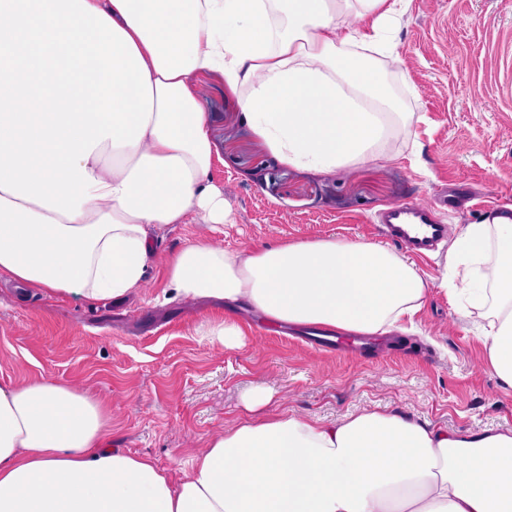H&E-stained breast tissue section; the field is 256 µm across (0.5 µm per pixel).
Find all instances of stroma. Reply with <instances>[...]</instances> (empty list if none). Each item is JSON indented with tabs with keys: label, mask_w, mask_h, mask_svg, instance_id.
Wrapping results in <instances>:
<instances>
[{
	"label": "stroma",
	"mask_w": 512,
	"mask_h": 512,
	"mask_svg": "<svg viewBox=\"0 0 512 512\" xmlns=\"http://www.w3.org/2000/svg\"><path fill=\"white\" fill-rule=\"evenodd\" d=\"M399 61L387 81L411 132L391 158L326 173L282 163L239 118L223 81H203L220 158L210 180L230 211L223 224H165L153 231L156 258L138 292L117 299L58 298L0 278V383L50 377L104 398L111 447L152 459L174 479L208 439L247 417L257 394L263 413L326 422L363 410L397 412L448 429H512V389L487 369L479 315L461 317L431 288L414 331L369 351L320 349L244 306L235 316L241 346L211 344L200 329L224 315L223 301L168 293L165 259L206 238L228 251L281 240L336 237L402 244L382 231L392 207L439 205L447 242L415 265L440 278L448 242L483 207L512 200V0H405Z\"/></svg>",
	"instance_id": "obj_1"
}]
</instances>
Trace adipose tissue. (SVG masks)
<instances>
[{
	"mask_svg": "<svg viewBox=\"0 0 512 512\" xmlns=\"http://www.w3.org/2000/svg\"><path fill=\"white\" fill-rule=\"evenodd\" d=\"M401 0H0V275L34 291L124 296L150 230L223 223L218 151L197 81L291 166L384 157L409 113L364 51L394 54ZM370 26L360 36L354 21ZM487 368L512 388V222L451 246ZM181 295L245 304L339 335L404 331L430 283L363 240L241 253L191 241L165 263ZM249 417L211 437L181 480L111 448V416L54 379L0 383V512H512V430H455L385 411L335 422Z\"/></svg>",
	"mask_w": 512,
	"mask_h": 512,
	"instance_id": "1",
	"label": "adipose tissue"
}]
</instances>
